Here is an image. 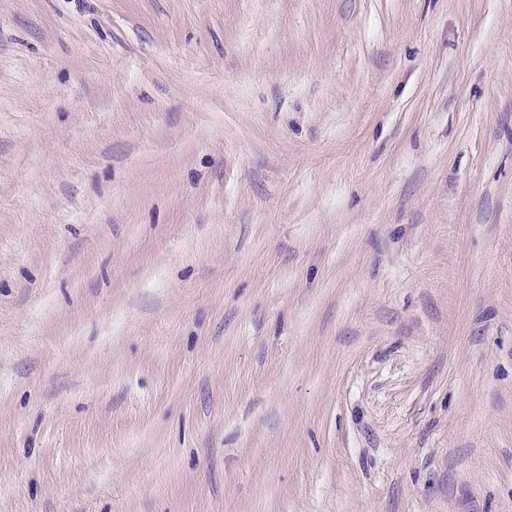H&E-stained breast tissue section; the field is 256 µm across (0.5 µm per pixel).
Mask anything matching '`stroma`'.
Instances as JSON below:
<instances>
[{"instance_id":"obj_1","label":"stroma","mask_w":512,"mask_h":512,"mask_svg":"<svg viewBox=\"0 0 512 512\" xmlns=\"http://www.w3.org/2000/svg\"><path fill=\"white\" fill-rule=\"evenodd\" d=\"M0 512H512V0H0Z\"/></svg>"}]
</instances>
